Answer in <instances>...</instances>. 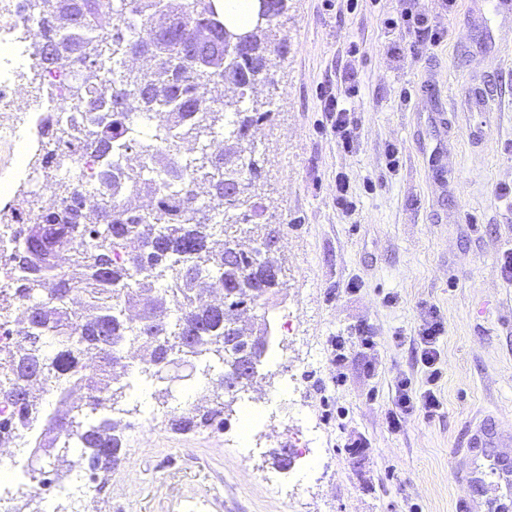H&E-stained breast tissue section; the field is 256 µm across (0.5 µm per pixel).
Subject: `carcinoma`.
Instances as JSON below:
<instances>
[{"label":"carcinoma","instance_id":"obj_1","mask_svg":"<svg viewBox=\"0 0 512 512\" xmlns=\"http://www.w3.org/2000/svg\"><path fill=\"white\" fill-rule=\"evenodd\" d=\"M38 19L31 55L38 65L59 64L50 47L64 28L60 0H27ZM212 0H82L78 65L71 102L90 114L78 123L48 112L42 124L49 170L79 150L99 161V181L83 187L69 174L48 180L60 209L18 224L0 243L14 271L0 310L19 306L21 324L3 327L21 344L0 349L8 382L0 403L12 407L0 435L22 432L34 448H55L48 469L31 479L45 483L84 467L91 478L121 462L127 424L108 415L125 396L131 352L138 371L155 380L157 366L175 355L200 364L205 395L181 431L224 428L225 378L236 364L262 362L266 323L241 320L251 305L280 284L281 268L250 223L246 172L259 169L254 142L242 131L268 118L270 103L244 102L270 80L271 44L288 0H270L267 23L250 28L249 46L213 68L193 65L198 29L211 22ZM241 184L224 202V183ZM112 186L99 191L98 183ZM180 195L165 204L160 190ZM134 191L135 209H118L113 195ZM164 316V333L152 330Z\"/></svg>","mask_w":512,"mask_h":512}]
</instances>
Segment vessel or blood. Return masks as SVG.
I'll list each match as a JSON object with an SVG mask.
<instances>
[{"mask_svg":"<svg viewBox=\"0 0 512 512\" xmlns=\"http://www.w3.org/2000/svg\"><path fill=\"white\" fill-rule=\"evenodd\" d=\"M488 8L498 29L511 34L512 0H489ZM453 475L469 488L458 512H512V431L487 422L475 428Z\"/></svg>","mask_w":512,"mask_h":512,"instance_id":"obj_1","label":"vessel or blood"}]
</instances>
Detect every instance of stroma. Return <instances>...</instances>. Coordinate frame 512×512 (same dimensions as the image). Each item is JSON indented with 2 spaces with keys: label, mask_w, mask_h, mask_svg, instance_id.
I'll use <instances>...</instances> for the list:
<instances>
[{
  "label": "stroma",
  "mask_w": 512,
  "mask_h": 512,
  "mask_svg": "<svg viewBox=\"0 0 512 512\" xmlns=\"http://www.w3.org/2000/svg\"><path fill=\"white\" fill-rule=\"evenodd\" d=\"M443 36L417 56H399L404 30L384 24L398 0H288L271 82L270 120L255 142L266 158L256 181L253 221L279 239L283 284L266 302L279 330L281 363L264 360L256 382L236 395L270 407L267 427L250 447L236 441L237 417L223 429L182 432L173 412L130 373L126 445L120 465L96 489L97 512H455L466 486L451 472L464 455L468 427L494 418L512 427V277L501 269L512 247V53L494 69L469 52L489 47L491 14L464 28L473 0H408ZM480 89L485 112L461 102L421 110L426 84ZM355 88L359 136L351 149L326 127L321 90ZM399 151L390 168L389 147ZM345 177L353 214L336 206ZM445 325L438 343L442 376L427 386L416 353L428 311ZM363 333L372 347L349 345L332 361L335 336ZM433 388L441 402L431 418L407 416L387 427L394 380ZM150 437H142V429ZM313 436L316 458L289 468L271 453L297 449ZM88 472L38 488L27 479L0 487L20 512H77L63 493L89 483Z\"/></svg>",
  "instance_id": "obj_1"
}]
</instances>
